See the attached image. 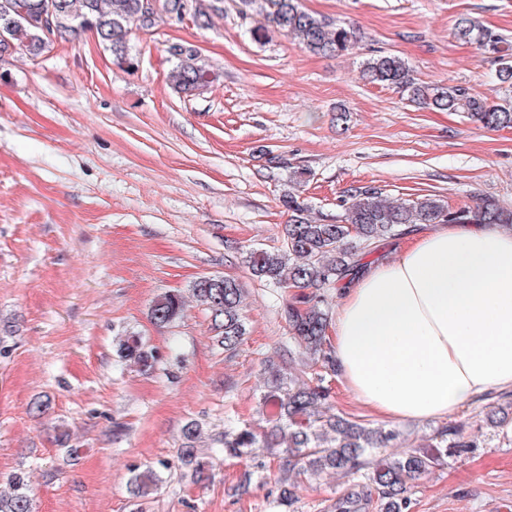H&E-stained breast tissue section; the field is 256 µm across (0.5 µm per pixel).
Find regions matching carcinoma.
I'll list each match as a JSON object with an SVG mask.
<instances>
[{
  "label": "carcinoma",
  "mask_w": 512,
  "mask_h": 512,
  "mask_svg": "<svg viewBox=\"0 0 512 512\" xmlns=\"http://www.w3.org/2000/svg\"><path fill=\"white\" fill-rule=\"evenodd\" d=\"M160 2L162 12L176 16L184 12L199 26L223 12V0ZM51 10L57 14L59 39L78 35L84 25L91 24L100 43L112 52L113 63L126 71L135 68L128 50L132 31L148 30L157 22V16L140 13L139 0H0V57L16 50L32 58L40 56L51 44L42 28V16ZM260 14L269 27L292 37L312 54L346 55L359 42L356 29L331 25L303 9L300 0H263ZM454 36L494 55L498 80L512 85V46L505 39L469 17L457 20ZM178 47L179 55L170 58V84L187 96L199 95L210 87L213 72L195 48L181 43ZM362 78L369 84L397 89L422 108L461 112L488 128L512 127V99L490 103L463 86L419 82L409 62L394 54L366 58ZM282 203L290 213L282 244L251 250L246 262L253 276L291 294L283 308L289 340L313 364L330 372L336 368L327 351L328 314L318 296L306 290L334 288L354 279L381 244L411 232L415 224H498L512 230V208L489 198L454 209L432 195L391 201L374 190L358 191L346 200L345 219L340 223L312 218L291 190L283 195ZM190 292L210 313L217 342L226 351L236 350L247 335L245 296L238 282L227 276L213 284L197 279ZM184 307L183 294L168 291L153 302L151 319L167 327L181 317ZM118 353L140 369L152 367L159 359L138 336L119 340ZM264 374L265 391L260 398L264 424L227 428L222 445L225 455L237 458L280 449V482L285 487L277 504L282 507L290 508L297 501L298 481L336 474L357 478L368 490L338 498L336 512H364L372 491L379 512H410L408 490L413 482L442 465L448 450L472 448L479 438L461 424H449L434 430L422 446L398 452L400 432L330 412L328 387L310 385L286 365L269 364ZM487 424L493 429L512 424V404L491 409ZM200 438L199 425L187 424V461L197 457L195 443ZM159 482V475L147 468L131 478V493L146 496ZM0 512H32L30 489L23 477H14L10 491L0 493Z\"/></svg>",
  "instance_id": "cac0c4a2"
}]
</instances>
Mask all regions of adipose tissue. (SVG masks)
<instances>
[{"label": "adipose tissue", "mask_w": 512, "mask_h": 512, "mask_svg": "<svg viewBox=\"0 0 512 512\" xmlns=\"http://www.w3.org/2000/svg\"><path fill=\"white\" fill-rule=\"evenodd\" d=\"M328 345L374 414L443 417L512 389V232L441 224L337 293Z\"/></svg>", "instance_id": "1"}]
</instances>
